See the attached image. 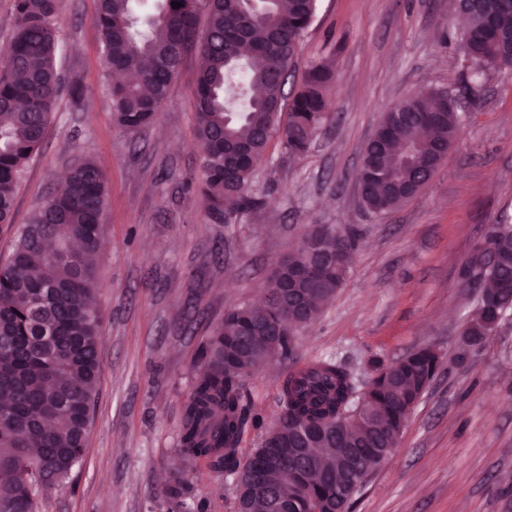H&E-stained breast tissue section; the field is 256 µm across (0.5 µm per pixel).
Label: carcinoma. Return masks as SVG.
I'll use <instances>...</instances> for the list:
<instances>
[{"instance_id": "1", "label": "carcinoma", "mask_w": 512, "mask_h": 512, "mask_svg": "<svg viewBox=\"0 0 512 512\" xmlns=\"http://www.w3.org/2000/svg\"><path fill=\"white\" fill-rule=\"evenodd\" d=\"M181 3L172 8L171 2ZM141 0H100L94 23L101 34L106 71L124 78L109 86L106 106L120 128L138 133L169 99L184 53L198 52V186L210 219L261 205L254 190L258 162L276 138L290 155L306 153L328 118L326 96L334 72L324 62L308 68L290 100L284 87L299 41L313 24L319 0H270L266 16L243 25L242 0H159L155 19L141 14ZM59 0H14L13 35L0 49V224L13 223L17 188L44 141L60 92L77 104V83L65 84L58 65ZM468 69L512 67V0H484L460 32ZM244 74L248 94L231 104V79ZM288 115H283V109ZM461 99L448 89L420 91L386 108L367 143L365 162L388 180H367L359 196L370 212L393 210L425 184L436 149L457 144ZM105 207V177L82 158L54 193L42 200L0 261V512H38L40 493L63 484L85 450L86 423L99 382L101 312L95 301L97 252ZM325 250L338 254L333 273L306 292L307 320L316 319L346 280L360 247L353 225L312 224ZM496 259H477L462 284L477 291L476 312L465 330L462 365L490 331L496 311L512 309V236L499 225L487 234ZM312 253L291 251L290 268L304 270ZM276 359L286 365L276 450L288 457L290 433L300 424L330 428L303 452L332 464L336 449L353 448L365 467L394 448L409 414L441 366L440 355L421 348L403 357L370 363L373 376L360 383L334 358L300 363L291 321L275 322L270 309L230 307L212 326L198 374L184 403L177 452L181 460L206 462L236 481V503L266 512L262 499L246 497L239 445L257 419L248 390L252 371ZM38 465L30 483L19 474ZM191 477L179 472L167 493L178 500ZM340 478L298 468L283 495L288 512H348L359 489L343 495Z\"/></svg>"}]
</instances>
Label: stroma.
Masks as SVG:
<instances>
[{
  "instance_id": "35a3bbf8",
  "label": "stroma",
  "mask_w": 512,
  "mask_h": 512,
  "mask_svg": "<svg viewBox=\"0 0 512 512\" xmlns=\"http://www.w3.org/2000/svg\"><path fill=\"white\" fill-rule=\"evenodd\" d=\"M453 3L320 0L288 87L300 86L311 63L329 62L330 119L305 154L271 141L256 178L264 206L217 224L192 184L194 55L154 124L124 132L105 105L99 0H60L58 65L84 97L57 102L14 224H0V259L69 162L93 159L106 181L100 377L85 454L39 512H234L233 485L201 463L184 507L164 493L182 466L183 403L212 323L260 298L276 260L310 224H353L362 240L342 287L299 332L301 360L333 356L362 374L372 359L430 346L445 365L351 512H512V310L465 364L454 363L476 306L460 281L489 227L512 223V74L491 68L471 81ZM430 88L466 96L459 141L424 189L373 217L357 202L363 150L390 104ZM284 369L270 362L249 381L258 425L245 433L241 458L279 420Z\"/></svg>"
}]
</instances>
